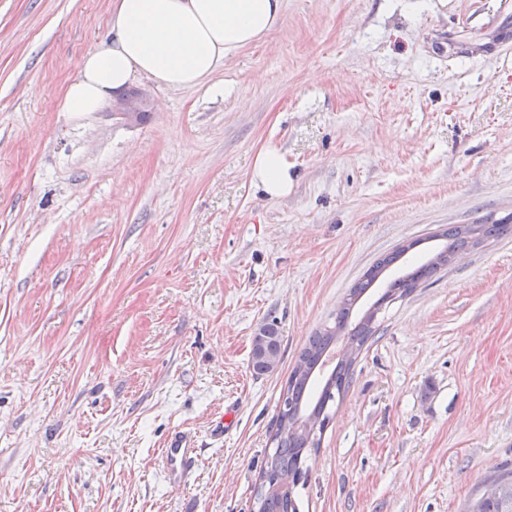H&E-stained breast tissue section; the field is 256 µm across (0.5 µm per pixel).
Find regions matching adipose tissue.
I'll list each match as a JSON object with an SVG mask.
<instances>
[{
  "label": "adipose tissue",
  "instance_id": "obj_1",
  "mask_svg": "<svg viewBox=\"0 0 512 512\" xmlns=\"http://www.w3.org/2000/svg\"><path fill=\"white\" fill-rule=\"evenodd\" d=\"M283 21V0H113L110 41L87 53L68 82L66 112H97L114 91L146 78L168 89L207 85L224 62ZM252 181L271 198L287 196L288 165L260 152Z\"/></svg>",
  "mask_w": 512,
  "mask_h": 512
}]
</instances>
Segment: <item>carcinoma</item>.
Here are the masks:
<instances>
[{"label":"carcinoma","instance_id":"cac0c4a2","mask_svg":"<svg viewBox=\"0 0 512 512\" xmlns=\"http://www.w3.org/2000/svg\"><path fill=\"white\" fill-rule=\"evenodd\" d=\"M512 232L506 223L460 224L446 229L439 237L446 240L443 249L426 263L411 269L389 283L385 293L373 304L380 307L410 293L448 264V256ZM407 247L402 246L378 259L352 289L338 309L334 325L325 327L309 338L295 360L282 393L271 436L273 449L266 454L259 481L272 487L257 489L253 512H297L292 489L303 475L308 451L319 447L324 428L312 430L318 418L330 420L328 410L335 398L343 394L350 382L353 364L368 340L377 332L375 312L360 315L357 300L373 285L376 278L398 263ZM282 339L277 326L268 323L253 336L251 367L255 374L275 370L281 360ZM502 492L480 501L479 512H512V471L497 477Z\"/></svg>","mask_w":512,"mask_h":512}]
</instances>
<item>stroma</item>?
<instances>
[{"label": "stroma", "mask_w": 512, "mask_h": 512, "mask_svg": "<svg viewBox=\"0 0 512 512\" xmlns=\"http://www.w3.org/2000/svg\"><path fill=\"white\" fill-rule=\"evenodd\" d=\"M112 0H0V512H251L311 334L376 259L512 217L503 0H284L224 88L61 109ZM279 150L286 197L252 185ZM277 369L250 367L264 324ZM299 512H467L512 471V234L383 308ZM224 434L215 424L224 412ZM195 433L185 486L169 435ZM196 436L185 430L175 432L161 452V463L168 481L177 487L185 484L197 459Z\"/></svg>", "instance_id": "obj_1"}]
</instances>
